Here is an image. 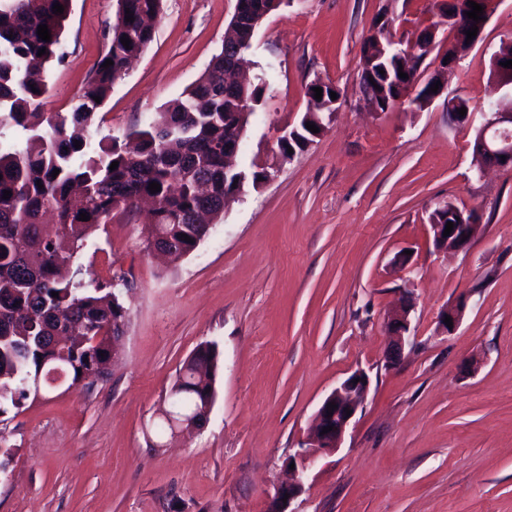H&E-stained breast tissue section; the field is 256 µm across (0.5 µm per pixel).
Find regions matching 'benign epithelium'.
Returning a JSON list of instances; mask_svg holds the SVG:
<instances>
[{"mask_svg": "<svg viewBox=\"0 0 512 512\" xmlns=\"http://www.w3.org/2000/svg\"><path fill=\"white\" fill-rule=\"evenodd\" d=\"M483 7L481 20L475 22L466 16L471 10L468 0H448L452 5V14H443L440 27L448 29V32L455 35L460 30H468L472 27L478 28L477 36L469 41L468 48H473L482 40L483 32L488 24L495 7V0H474ZM268 13L260 11L253 12L245 9L244 5H236L233 15L234 22L250 26L252 31H257ZM512 60L511 54H504L500 51L491 56V69L495 83V92H504L512 99V68H505L501 63ZM446 105L448 112L458 115L457 109H467L466 115L461 117L459 125L471 127L475 122V113L470 111L469 101L460 96H447ZM482 120L476 126L477 138L473 143L474 166L477 172H482L488 166L498 167L503 170H512V104L502 106V99L496 98L486 102L481 112ZM506 159H501V156ZM458 223L453 225L450 235L443 236L446 225L433 224L434 247L438 251L458 249L469 242L479 230V225L472 219H466L464 212H458ZM466 307V302L461 300L456 305L444 309L439 317V327L445 333H452V330L444 323L445 316H450L453 326H458ZM411 306L404 303L389 312L385 322L387 336L390 343L389 362L395 363L400 360L405 344L411 338ZM370 379L368 375L360 370H354L335 389L328 394L319 405L313 418L311 437L300 444L294 453L288 455L286 464L295 465L290 470V477L287 481L278 484L270 496L266 512H291L290 505L305 489L306 481L310 471L319 463L321 458L330 455L340 448L344 436L359 410H361L369 395ZM337 405L332 414H327L329 403ZM351 414H346V411ZM161 417L170 421L172 431L183 430L187 427L198 428L204 422V417L198 414L176 415L167 410L161 413ZM330 426L332 430L322 433L323 428ZM289 498H284V495Z\"/></svg>", "mask_w": 512, "mask_h": 512, "instance_id": "1", "label": "benign epithelium"}]
</instances>
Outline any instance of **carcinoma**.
I'll list each match as a JSON object with an SVG mask.
<instances>
[{"label": "carcinoma", "mask_w": 512, "mask_h": 512, "mask_svg": "<svg viewBox=\"0 0 512 512\" xmlns=\"http://www.w3.org/2000/svg\"><path fill=\"white\" fill-rule=\"evenodd\" d=\"M70 2L0 0V128L25 135L21 145L0 142L1 423L35 397L38 375L44 389L61 378L87 385L105 380L114 339L123 333L129 312L112 284L85 280L81 250L112 213L131 212L150 200L147 247L184 255L196 251L212 233V225L199 222L200 214L222 215L224 188H232L238 176L224 175V139L235 136L232 113L254 111L275 80L270 65L257 83L230 82L235 54L223 48L165 111L126 133L136 141L131 151L118 137H96L92 127L128 63L153 41L162 0H116L115 19L105 32L107 52L68 112L47 113V68L63 60ZM58 3L61 14L54 13ZM128 11L132 22L126 20ZM40 25L48 26L51 41L39 38ZM123 38L131 40L130 47L123 46ZM253 41L251 30L238 28L231 49L246 55ZM43 47L46 54L40 56ZM108 59L113 65L105 68ZM330 91L325 87L317 100L307 87L310 123L322 120ZM313 138L303 124L298 139L278 149L284 156L290 149L297 153ZM114 161L118 167L112 170ZM151 182L160 184V191L151 192ZM82 213L90 220H79ZM219 367L214 342L199 345L184 361L173 384L180 411L195 413L214 401Z\"/></svg>", "instance_id": "carcinoma-1"}]
</instances>
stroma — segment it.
Segmentation results:
<instances>
[{
    "instance_id": "35a3bbf8",
    "label": "stroma",
    "mask_w": 512,
    "mask_h": 512,
    "mask_svg": "<svg viewBox=\"0 0 512 512\" xmlns=\"http://www.w3.org/2000/svg\"><path fill=\"white\" fill-rule=\"evenodd\" d=\"M236 0H163L147 50L96 116L124 134L181 94L224 44ZM439 0H283L259 27L249 76L275 66L237 159L265 167L227 199L211 236L177 260L144 245V213L117 214L79 256L94 278H127L121 355L107 382L65 385L0 423V512H265L282 465L323 399L352 371L370 393L335 454L311 471L293 512H512V171H473L474 131L445 98L481 109L490 58L512 41V0L450 69L437 43L420 71L445 91L424 108L378 112L359 92L362 43L380 13L415 39ZM115 0H71L66 59L48 72L49 112H67L105 51ZM340 101L302 152L278 156L309 84ZM474 213L480 233L436 251L435 207ZM412 299L411 340L386 363L384 322ZM465 301L457 329L438 328ZM217 344L221 369L205 426L158 437L185 359ZM474 372H464L469 360Z\"/></svg>"
}]
</instances>
